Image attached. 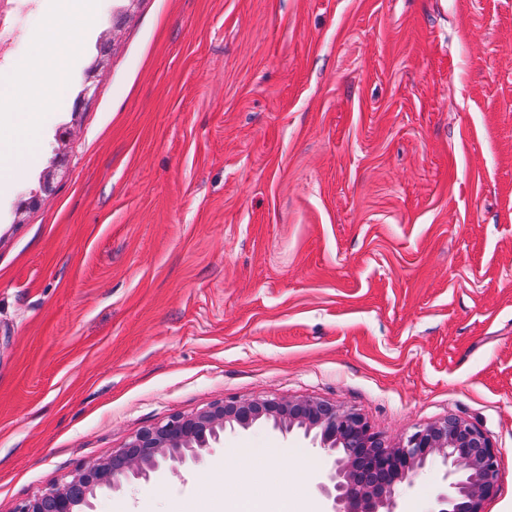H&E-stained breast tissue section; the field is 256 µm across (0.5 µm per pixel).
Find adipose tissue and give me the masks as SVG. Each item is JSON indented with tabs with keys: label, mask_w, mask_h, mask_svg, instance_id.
Masks as SVG:
<instances>
[{
	"label": "adipose tissue",
	"mask_w": 512,
	"mask_h": 512,
	"mask_svg": "<svg viewBox=\"0 0 512 512\" xmlns=\"http://www.w3.org/2000/svg\"><path fill=\"white\" fill-rule=\"evenodd\" d=\"M69 44L61 38L55 26H46L34 33L30 39L32 66L27 75L30 90L46 96L52 84L64 83L68 79ZM43 133V117L35 109H26L0 124V145L8 148L11 154L33 159V148Z\"/></svg>",
	"instance_id": "adipose-tissue-1"
}]
</instances>
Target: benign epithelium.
Returning a JSON list of instances; mask_svg holds the SVG:
<instances>
[{"instance_id": "obj_1", "label": "benign epithelium", "mask_w": 512, "mask_h": 512, "mask_svg": "<svg viewBox=\"0 0 512 512\" xmlns=\"http://www.w3.org/2000/svg\"><path fill=\"white\" fill-rule=\"evenodd\" d=\"M263 423L283 436L300 432L323 452L317 489L327 512H401V491L428 464L442 480L430 512H483L496 491L500 455L490 436L456 417L418 428L396 444L374 432L361 413L313 398H228L175 414L134 434L104 459L86 463L15 512H85L97 491L114 493L151 481L166 466L201 467L226 432Z\"/></svg>"}]
</instances>
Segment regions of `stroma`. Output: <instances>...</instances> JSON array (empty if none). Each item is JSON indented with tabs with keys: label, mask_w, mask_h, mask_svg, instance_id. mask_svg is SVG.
Returning a JSON list of instances; mask_svg holds the SVG:
<instances>
[{
	"label": "stroma",
	"mask_w": 512,
	"mask_h": 512,
	"mask_svg": "<svg viewBox=\"0 0 512 512\" xmlns=\"http://www.w3.org/2000/svg\"><path fill=\"white\" fill-rule=\"evenodd\" d=\"M26 0L74 32L37 161L0 156V512L229 397H311L395 443L486 431L512 512V0ZM96 93L79 98L96 45ZM66 162L54 188L25 208ZM258 448V468L233 467ZM322 454L263 427L94 512H326ZM432 464L402 496L429 512Z\"/></svg>",
	"instance_id": "stroma-1"
}]
</instances>
